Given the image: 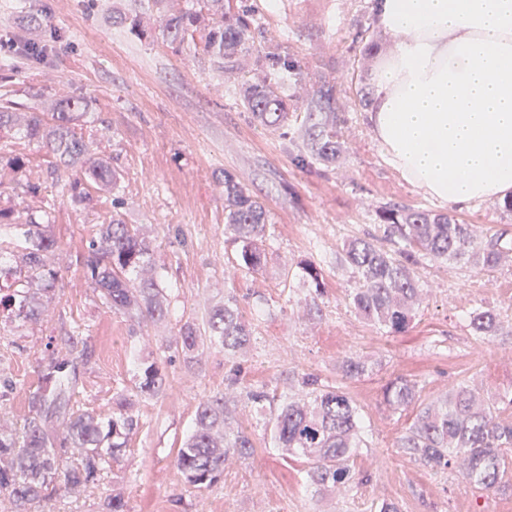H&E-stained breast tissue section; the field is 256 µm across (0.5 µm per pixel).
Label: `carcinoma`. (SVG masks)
I'll list each match as a JSON object with an SVG mask.
<instances>
[{
	"label": "carcinoma",
	"instance_id": "obj_1",
	"mask_svg": "<svg viewBox=\"0 0 512 512\" xmlns=\"http://www.w3.org/2000/svg\"><path fill=\"white\" fill-rule=\"evenodd\" d=\"M154 4L166 39L181 45L200 37L202 53L217 71L234 69L240 55L256 49L260 25L243 0H187L182 11L170 14L164 0H154ZM319 99L324 111L305 113L301 133L311 157L330 164L341 151V117L332 108L331 88L319 89ZM242 105L271 132L288 121L286 87L273 73L262 81L244 83ZM86 110L81 98L62 99L50 121L42 112L29 113L23 136L41 140L56 165L71 171L69 199L74 207L90 205L96 193L112 196V217L96 225L84 258L86 274L105 305L128 315L137 326L163 321L170 313L163 276L151 275L136 283L131 279V273L152 264L153 241L119 218V174L77 133ZM375 216L381 235L346 242L341 264L354 279L350 305L390 335L407 332L416 318L423 295L415 273L420 259L430 257L450 265L465 262L492 270L512 250L507 232L483 236L476 225L446 213L389 204ZM269 223L265 202L233 174L224 172V236L235 248L240 269L248 273L264 269ZM51 224L47 211L28 214L21 221L0 209V242L16 241L25 249V264L15 271L16 288L7 293L0 288V318L24 321L39 316L41 298L53 290L57 277L59 246L50 233ZM295 267V276L307 288L303 299L307 315H321L322 270L310 259L297 261ZM468 321L471 335L481 339L496 336L502 329L499 315L482 306L470 311ZM253 333L254 324L229 294L204 327L184 323L176 345L184 362L190 364L196 362V354L208 339L234 355L249 347ZM84 357L85 351L75 347L67 357L53 352L44 356L42 385L29 393L22 431L0 428V494L10 499L15 512H51L56 494L72 498L86 492L126 450L138 426L136 402L158 398L166 391L163 370L155 362H143L135 392L122 389L116 393L111 414L82 411L73 401V387L77 361ZM341 369L345 377L358 378L371 371L372 364L350 354ZM418 393L417 382L398 375L386 382L382 395L386 406L396 412L414 403ZM246 399L256 408L269 410L270 445L284 455L306 460L307 481L316 492H348L359 482L354 459L365 446L366 427L345 391L305 375L297 392L278 404L260 389L246 392ZM493 409L480 405L471 388L459 385L445 399L420 410L401 436L399 447L414 449L433 469L453 472L455 460L464 455L469 468L457 476L481 489L495 490L502 483L505 458L512 454V424L497 422ZM253 451L254 442L247 432L226 426L224 397L214 396L198 405L175 464L190 486L204 490L224 477L226 459H245ZM106 512H127L122 488H112Z\"/></svg>",
	"mask_w": 512,
	"mask_h": 512
}]
</instances>
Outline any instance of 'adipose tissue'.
I'll return each mask as SVG.
<instances>
[{
    "label": "adipose tissue",
    "instance_id": "adipose-tissue-1",
    "mask_svg": "<svg viewBox=\"0 0 512 512\" xmlns=\"http://www.w3.org/2000/svg\"><path fill=\"white\" fill-rule=\"evenodd\" d=\"M397 44L368 120L397 172L464 207L512 193V0H375Z\"/></svg>",
    "mask_w": 512,
    "mask_h": 512
}]
</instances>
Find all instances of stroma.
<instances>
[{"label": "stroma", "mask_w": 512, "mask_h": 512, "mask_svg": "<svg viewBox=\"0 0 512 512\" xmlns=\"http://www.w3.org/2000/svg\"><path fill=\"white\" fill-rule=\"evenodd\" d=\"M263 28L260 51L286 57L290 69L287 135L268 131L242 104L240 76L211 69L200 49L164 42L153 0H0V105L17 117L50 112L67 96L87 101L84 138L120 175L119 211L155 243L154 262L165 270L171 313L134 331L126 316L102 304L83 268L86 242L113 210L100 199L73 207L68 174L38 141L4 136L0 143L27 163L0 178V208L26 215L50 211L60 242L55 293L43 315L0 321V376L13 380L0 395V424L19 428L28 396L39 385L46 343L86 352L74 398L106 414L121 389L133 388L139 361H154L168 376L166 396L136 404L138 427L119 463L90 494L58 500L56 512H105L113 485L123 486L130 512H376L389 502L398 512H512V462L507 484L487 495L449 471L431 470L398 442L417 407L391 411L382 388L395 375L420 384V401L443 398L457 383L481 403L497 402L496 421L511 424L512 256L493 271L424 259L419 314L408 332L390 336L350 307L352 278L341 266L343 244L377 232L375 212L399 203L442 211V204L405 182L384 159L367 114L379 58L395 39L377 24L373 0H247ZM45 49L40 60L26 42ZM333 89L340 112L343 153L332 166L312 160L296 130L299 114L314 110L322 85ZM234 174L270 211L268 260L259 273L238 270L224 238V175ZM460 221L487 234L512 235V217L493 201L454 208ZM310 259L326 283L322 314L305 317L296 302L306 294L285 283V265ZM233 293L254 336L230 358L205 347L185 365L172 346L180 326L205 324ZM494 309L504 330L486 341L470 334L467 314ZM357 353L373 364L369 375L344 379L338 362ZM241 386L281 397L295 392L303 374L339 386L360 408L367 445L355 466L364 482L349 493L318 494L305 481L303 461L268 445L267 415L226 393L231 365ZM227 395L230 426L250 433V458L228 459L224 477L207 490L190 488L172 459L189 432L199 401Z\"/></svg>", "instance_id": "stroma-1"}]
</instances>
